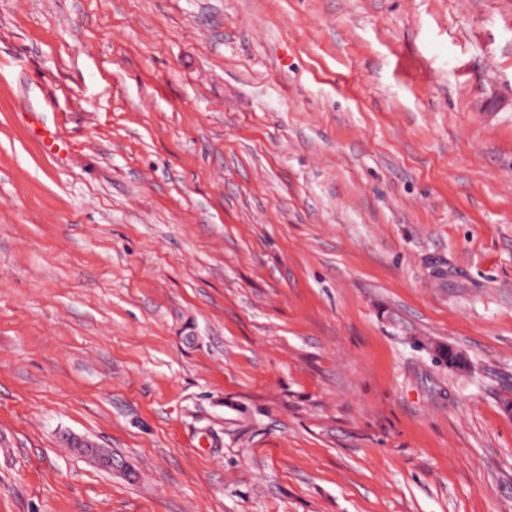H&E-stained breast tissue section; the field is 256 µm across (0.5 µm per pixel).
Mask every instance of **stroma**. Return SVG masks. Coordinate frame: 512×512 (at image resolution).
I'll list each match as a JSON object with an SVG mask.
<instances>
[{"label": "stroma", "instance_id": "35a3bbf8", "mask_svg": "<svg viewBox=\"0 0 512 512\" xmlns=\"http://www.w3.org/2000/svg\"><path fill=\"white\" fill-rule=\"evenodd\" d=\"M508 400L512 0H0V512H512Z\"/></svg>", "mask_w": 512, "mask_h": 512}]
</instances>
